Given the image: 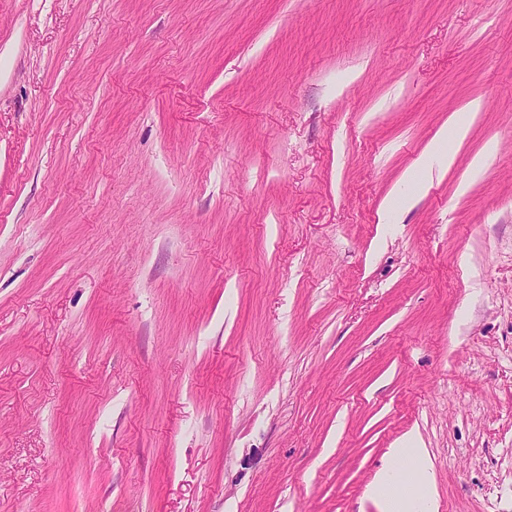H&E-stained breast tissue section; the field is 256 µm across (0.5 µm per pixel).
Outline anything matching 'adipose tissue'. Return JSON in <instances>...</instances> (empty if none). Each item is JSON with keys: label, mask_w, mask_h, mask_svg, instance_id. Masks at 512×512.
<instances>
[{"label": "adipose tissue", "mask_w": 512, "mask_h": 512, "mask_svg": "<svg viewBox=\"0 0 512 512\" xmlns=\"http://www.w3.org/2000/svg\"><path fill=\"white\" fill-rule=\"evenodd\" d=\"M393 455L397 463L405 460L411 461L417 486L412 492L396 490V468L392 467L383 472L375 483L383 512H431L430 488L433 482V472L426 450L397 448L394 449Z\"/></svg>", "instance_id": "adipose-tissue-1"}]
</instances>
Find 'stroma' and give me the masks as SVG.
Segmentation results:
<instances>
[{"mask_svg":"<svg viewBox=\"0 0 512 512\" xmlns=\"http://www.w3.org/2000/svg\"><path fill=\"white\" fill-rule=\"evenodd\" d=\"M409 433L512 512V0H0V512H380ZM447 140V131L445 134L441 132L434 142L432 148L430 149L429 154L423 158L420 166L418 167V171L412 175L417 190L423 189L425 187L428 176L431 173L430 165L434 160H441L445 164L448 163V165L452 163L453 154L449 151V149H447ZM422 173H424V179L421 176Z\"/></svg>","mask_w":512,"mask_h":512,"instance_id":"obj_1","label":"stroma"}]
</instances>
